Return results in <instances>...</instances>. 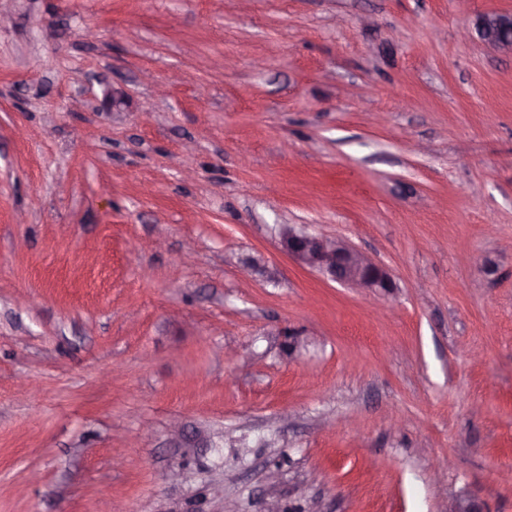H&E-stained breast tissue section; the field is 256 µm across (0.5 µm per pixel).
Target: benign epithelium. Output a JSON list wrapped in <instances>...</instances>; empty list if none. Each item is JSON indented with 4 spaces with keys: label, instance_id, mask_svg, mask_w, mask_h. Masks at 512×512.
I'll return each instance as SVG.
<instances>
[{
    "label": "benign epithelium",
    "instance_id": "7a95c632",
    "mask_svg": "<svg viewBox=\"0 0 512 512\" xmlns=\"http://www.w3.org/2000/svg\"><path fill=\"white\" fill-rule=\"evenodd\" d=\"M481 39L512 54V13L490 12L477 18ZM282 248L295 261L329 280L362 288L378 295L391 293L388 272L342 239H330L284 225L279 231Z\"/></svg>",
    "mask_w": 512,
    "mask_h": 512
}]
</instances>
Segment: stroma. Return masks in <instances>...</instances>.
<instances>
[{
	"instance_id": "stroma-1",
	"label": "stroma",
	"mask_w": 512,
	"mask_h": 512,
	"mask_svg": "<svg viewBox=\"0 0 512 512\" xmlns=\"http://www.w3.org/2000/svg\"><path fill=\"white\" fill-rule=\"evenodd\" d=\"M0 10V512H512V0ZM476 29L485 43L512 54V13H484L477 18ZM282 248L295 261L329 280L389 295L394 288L388 272L342 239H330L284 225Z\"/></svg>"
}]
</instances>
